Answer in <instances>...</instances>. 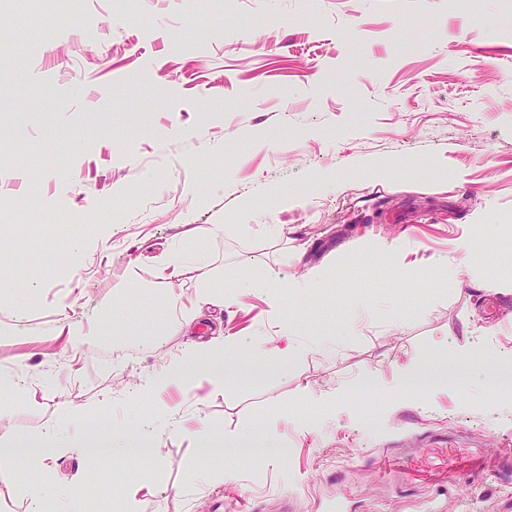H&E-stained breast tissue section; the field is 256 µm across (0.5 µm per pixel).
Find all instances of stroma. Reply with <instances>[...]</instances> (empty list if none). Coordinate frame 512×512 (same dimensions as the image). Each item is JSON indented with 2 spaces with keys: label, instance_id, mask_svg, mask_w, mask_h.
<instances>
[{
  "label": "stroma",
  "instance_id": "stroma-1",
  "mask_svg": "<svg viewBox=\"0 0 512 512\" xmlns=\"http://www.w3.org/2000/svg\"><path fill=\"white\" fill-rule=\"evenodd\" d=\"M136 3L0 6V249L18 283L0 293V358L26 355L33 376L0 400V430L163 425L134 388L183 349L157 330L197 286L164 288L156 269L193 225L220 224L215 286L292 287L241 289L196 324L199 340L219 326L264 341L260 380L164 399L227 440L265 427L281 452L235 460L175 437L129 466L73 446L49 470L56 512L77 486L85 512H114L138 481L154 488L141 512H512L497 468L512 401L485 373L512 356V253L473 261L512 240V0ZM127 266L139 278L122 287ZM315 271L323 286L305 287ZM120 289L142 305L70 371L57 303L81 321ZM411 361L466 377L417 399L395 386ZM365 375L374 390L355 387ZM216 467L233 474L210 483ZM35 480L0 449V512H28L16 487Z\"/></svg>",
  "mask_w": 512,
  "mask_h": 512
}]
</instances>
